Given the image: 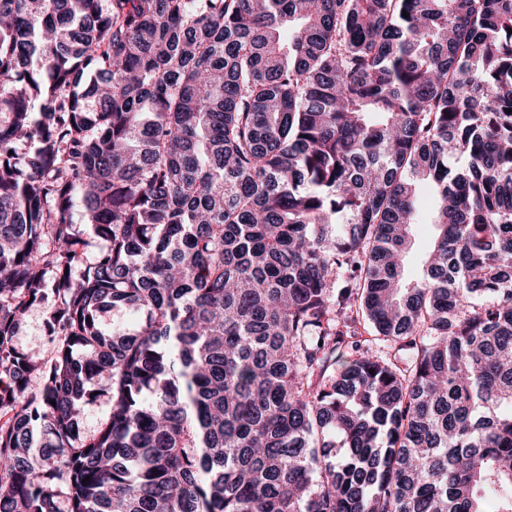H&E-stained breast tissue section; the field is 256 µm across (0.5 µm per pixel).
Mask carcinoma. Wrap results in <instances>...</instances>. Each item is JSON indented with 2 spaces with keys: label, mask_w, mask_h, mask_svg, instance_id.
I'll list each match as a JSON object with an SVG mask.
<instances>
[{
  "label": "carcinoma",
  "mask_w": 512,
  "mask_h": 512,
  "mask_svg": "<svg viewBox=\"0 0 512 512\" xmlns=\"http://www.w3.org/2000/svg\"><path fill=\"white\" fill-rule=\"evenodd\" d=\"M510 28L512 0H0V512H512ZM49 274L40 360L14 337ZM432 232L430 224L422 223L415 225L414 246L405 264L407 275L413 276L418 273L421 257L430 245Z\"/></svg>",
  "instance_id": "1"
}]
</instances>
